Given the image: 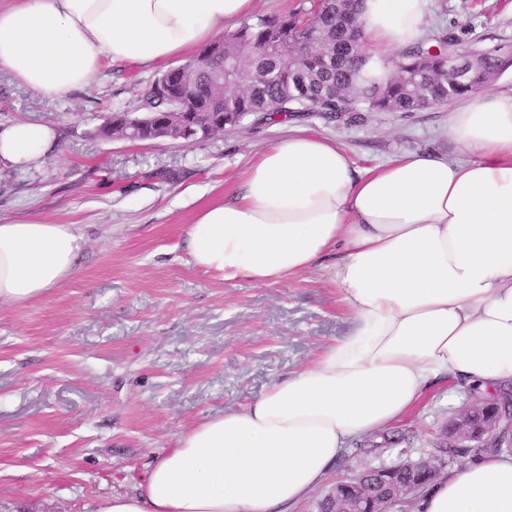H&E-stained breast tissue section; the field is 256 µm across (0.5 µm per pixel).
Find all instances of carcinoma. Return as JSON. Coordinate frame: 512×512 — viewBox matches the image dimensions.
<instances>
[{"label":"carcinoma","instance_id":"obj_1","mask_svg":"<svg viewBox=\"0 0 512 512\" xmlns=\"http://www.w3.org/2000/svg\"><path fill=\"white\" fill-rule=\"evenodd\" d=\"M363 0H309L293 11L245 23L209 44L206 58L192 61V78L175 72L155 79L144 95L154 120L139 126L152 140L156 125L175 119L173 138L193 139L188 131L195 112L215 115L207 136L236 127L246 119L275 121L278 116L324 112H401L411 114L460 101L487 83V74L512 66V46L481 50V65H468L462 81L450 74L448 47L454 33L427 37L400 51L395 72L385 82L371 75L373 56L363 47L359 24ZM491 450L475 444L476 457ZM434 458L451 464L462 451L433 449ZM385 479L370 478L360 512H380L391 489L412 482L424 491L440 475L425 462L411 474L400 464L382 465Z\"/></svg>","mask_w":512,"mask_h":512}]
</instances>
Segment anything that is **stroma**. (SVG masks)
<instances>
[{
  "label": "stroma",
  "instance_id": "obj_1",
  "mask_svg": "<svg viewBox=\"0 0 512 512\" xmlns=\"http://www.w3.org/2000/svg\"><path fill=\"white\" fill-rule=\"evenodd\" d=\"M461 33V46L512 45V0H431L425 33ZM181 58L152 65L103 61L83 90L54 96L0 71V125L52 126L58 149L19 170L0 162V218L79 225L77 273L48 296L0 307V512H98L134 490L147 464L197 421L239 407L276 378L310 364L352 328L326 269L276 284L227 282L192 265L186 227L230 196L259 150L291 134L344 148L364 170L406 154L457 158L448 109L313 112L244 121L205 140H106L112 113L136 112L143 91ZM472 394L428 393L409 416L362 437L315 503L364 466L427 459ZM406 435L402 454L391 436Z\"/></svg>",
  "mask_w": 512,
  "mask_h": 512
}]
</instances>
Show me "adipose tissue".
<instances>
[{"instance_id": "1", "label": "adipose tissue", "mask_w": 512, "mask_h": 512, "mask_svg": "<svg viewBox=\"0 0 512 512\" xmlns=\"http://www.w3.org/2000/svg\"><path fill=\"white\" fill-rule=\"evenodd\" d=\"M255 0H14L0 7V69L66 96L102 60L151 64L222 37ZM431 0H364L360 22L386 79L423 38ZM459 160L394 157L361 172L338 146L291 136L264 148L234 196L186 230L192 264L225 281L275 284L329 261L355 318L319 359L244 408L201 420L99 512H290L351 440L411 413L446 380L512 386V95L450 111ZM53 127H0V160L24 169ZM74 224L0 220V307L37 301L78 270ZM417 512H512V455L484 453L439 477Z\"/></svg>"}]
</instances>
